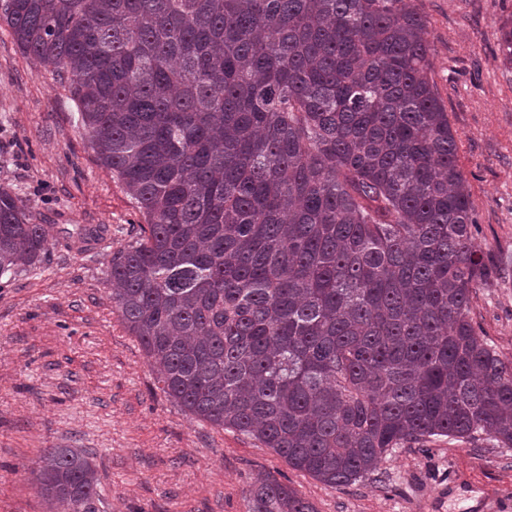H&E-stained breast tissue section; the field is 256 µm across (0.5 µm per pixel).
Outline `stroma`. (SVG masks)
I'll return each instance as SVG.
<instances>
[{
  "label": "stroma",
  "instance_id": "obj_1",
  "mask_svg": "<svg viewBox=\"0 0 512 512\" xmlns=\"http://www.w3.org/2000/svg\"><path fill=\"white\" fill-rule=\"evenodd\" d=\"M415 4L475 243L495 269L474 288L471 317L512 361V66L499 33L512 0ZM0 186L48 231L35 268L0 276V512H50L32 482L47 448L89 458L97 512H248L251 485L266 478L316 512H512V448L440 438L393 449L372 474L335 488L174 403L110 297L112 256L143 218L98 162L67 82L23 54L1 21Z\"/></svg>",
  "mask_w": 512,
  "mask_h": 512
}]
</instances>
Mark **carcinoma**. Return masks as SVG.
<instances>
[{
    "mask_svg": "<svg viewBox=\"0 0 512 512\" xmlns=\"http://www.w3.org/2000/svg\"><path fill=\"white\" fill-rule=\"evenodd\" d=\"M144 216L112 307L185 412L328 486L439 437L512 448V362L476 333L488 264L414 0H4ZM512 65V17L500 23ZM45 225L0 187V275ZM96 512L83 452L34 473ZM249 512H316L276 480Z\"/></svg>",
    "mask_w": 512,
    "mask_h": 512,
    "instance_id": "obj_1",
    "label": "carcinoma"
}]
</instances>
